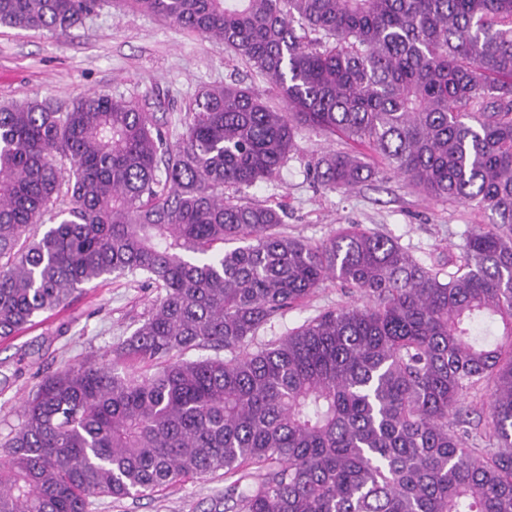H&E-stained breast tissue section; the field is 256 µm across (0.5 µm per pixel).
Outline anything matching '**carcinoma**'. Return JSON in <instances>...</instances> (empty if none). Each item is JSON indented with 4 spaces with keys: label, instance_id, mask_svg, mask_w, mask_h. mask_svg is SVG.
<instances>
[{
    "label": "carcinoma",
    "instance_id": "cac0c4a2",
    "mask_svg": "<svg viewBox=\"0 0 512 512\" xmlns=\"http://www.w3.org/2000/svg\"><path fill=\"white\" fill-rule=\"evenodd\" d=\"M117 4L242 52L284 106L205 89L175 144L109 94L0 106V340L105 276L162 291L109 357L28 398L0 512H87L220 471L224 512H512V0ZM100 5L0 0V25L65 33ZM301 125L371 151L322 156L329 191L392 174L496 220L448 273L362 228L286 237L225 189L276 175ZM329 280L367 301L249 349Z\"/></svg>",
    "mask_w": 512,
    "mask_h": 512
}]
</instances>
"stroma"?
<instances>
[{
    "label": "stroma",
    "instance_id": "obj_1",
    "mask_svg": "<svg viewBox=\"0 0 512 512\" xmlns=\"http://www.w3.org/2000/svg\"><path fill=\"white\" fill-rule=\"evenodd\" d=\"M234 80L268 89L240 52L110 0L64 34L0 25V105L46 98L65 109L87 93H105L154 113L176 141L195 95ZM296 143L276 176L228 192L234 199L280 209L284 235L314 244L339 227L357 224L453 272L460 264L463 235L491 221L490 212L428 199L400 178L372 179L345 193L324 190L314 179L317 161L330 150L352 151V144L341 135L304 127ZM159 296L157 288L139 278L100 279L83 285L68 308L0 342V457L22 423L25 400L44 376L101 357L131 336ZM360 299L356 290L327 282L261 328L254 343H269L322 311ZM225 485L218 475L188 479L141 498L98 497L88 512H214Z\"/></svg>",
    "mask_w": 512,
    "mask_h": 512
}]
</instances>
